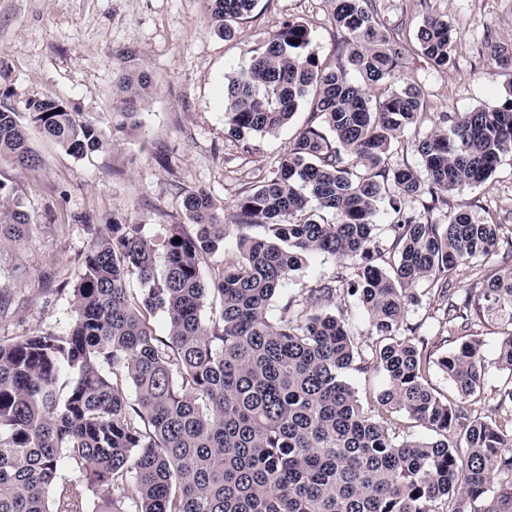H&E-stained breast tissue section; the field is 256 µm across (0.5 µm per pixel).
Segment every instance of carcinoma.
<instances>
[{"label": "carcinoma", "instance_id": "1", "mask_svg": "<svg viewBox=\"0 0 512 512\" xmlns=\"http://www.w3.org/2000/svg\"><path fill=\"white\" fill-rule=\"evenodd\" d=\"M257 2L212 0L211 19L227 35ZM327 2L339 34L332 61L309 52L311 30L288 19L227 77L234 138L271 134L311 102L277 170L228 213L206 193L187 196L190 224L165 225L158 245L141 225L112 221L84 253L67 328L0 342V512H83V490L99 487L109 493L96 512H512V386L499 395L502 419L473 414L485 359L482 341L468 335L477 317L499 321L497 362L512 372V228L448 202L512 156V91L503 103L442 116L450 125L416 143L420 169L395 168L390 153L421 121L425 93L398 83L401 51L374 0ZM458 39L433 16L415 33L420 54L440 68ZM491 58L512 70V44L492 45ZM118 91L115 130L139 126L149 78L122 77ZM27 111L73 156L108 143L60 98L33 100ZM2 160L37 163L8 109H0ZM406 198L421 209H403ZM384 200L394 213L387 247L373 235ZM444 206L448 223H434ZM320 210L338 221H321ZM29 225L0 184V234L21 237ZM229 226L235 253L205 271ZM315 254L357 265L346 293L379 336L369 354L355 353L332 313L340 294L331 281L287 298L270 318L271 300ZM474 259L498 273L462 292L451 271ZM422 284L447 301L439 326L459 335L437 362L456 390L448 401L428 385V340L408 320ZM158 311L164 337L149 326ZM353 369L383 378L371 409L346 379ZM382 408L434 436L398 438L379 420ZM63 458L82 481L57 480Z\"/></svg>", "mask_w": 512, "mask_h": 512}]
</instances>
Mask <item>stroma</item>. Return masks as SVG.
Returning <instances> with one entry per match:
<instances>
[{"instance_id": "1", "label": "stroma", "mask_w": 512, "mask_h": 512, "mask_svg": "<svg viewBox=\"0 0 512 512\" xmlns=\"http://www.w3.org/2000/svg\"><path fill=\"white\" fill-rule=\"evenodd\" d=\"M375 4L404 49L401 79L428 94L426 121L405 131L391 159L393 166L415 168L417 134H430L443 113L469 112L512 93V72L495 70L489 59L490 45L512 43V0ZM429 14L447 18L460 35L445 69L411 45ZM290 18L311 29L310 52L323 59L334 55L336 31L325 0H258L228 36L211 20V0H0V109L17 112L21 123L29 121L28 101L57 96L113 133L118 78L144 73L153 87L141 127L113 134L102 151L78 158L33 128L29 138L38 165L19 170L0 161V183L22 201L32 224L23 237L0 239V339L68 326L82 257L107 221L143 225L158 240L163 225L186 223V195L206 193L228 211L275 170L306 126L309 107H300L292 123L275 133L236 140L224 122V77L245 69ZM451 202L467 206L476 219L491 214L512 224V158H503L482 185L459 187ZM339 276L353 279L354 267L330 255L310 257L272 300L271 318H278L286 298ZM419 298L409 320L427 336L433 356L442 357L456 345L438 325L444 302L425 287ZM335 314L359 353L377 344L357 298L342 295ZM471 332L484 344L486 365L475 408L493 418L500 393L512 386V372L496 362L502 339L497 324L479 322Z\"/></svg>"}]
</instances>
